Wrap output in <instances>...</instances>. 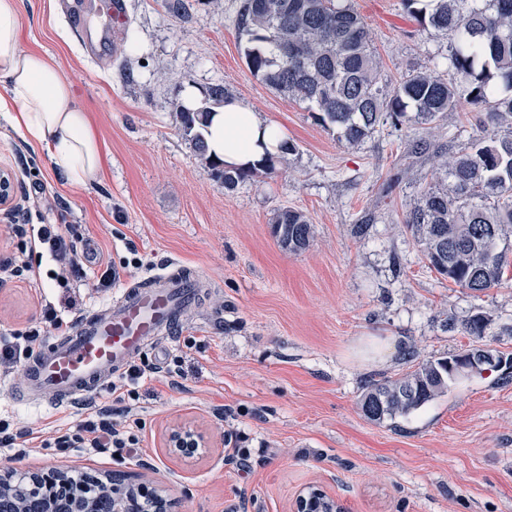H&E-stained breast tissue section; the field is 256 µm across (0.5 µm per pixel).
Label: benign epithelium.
I'll return each mask as SVG.
<instances>
[{
	"mask_svg": "<svg viewBox=\"0 0 512 512\" xmlns=\"http://www.w3.org/2000/svg\"><path fill=\"white\" fill-rule=\"evenodd\" d=\"M168 447L178 454H184L188 448L205 447V442L198 432L181 428L170 433ZM99 487V495L88 498L68 483L65 472L55 470L49 476L36 479V486L29 489L28 496L17 498L11 479L0 475V500L11 501L14 512H99L104 501L111 503L112 512H140L142 495L147 493L161 498L160 494L143 483L123 482L113 476L99 481ZM317 497L326 499L330 512H341L334 500L319 489L299 495L293 512H313L310 503Z\"/></svg>",
	"mask_w": 512,
	"mask_h": 512,
	"instance_id": "1",
	"label": "benign epithelium"
}]
</instances>
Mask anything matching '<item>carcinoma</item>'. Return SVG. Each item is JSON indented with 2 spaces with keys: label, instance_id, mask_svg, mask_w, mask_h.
<instances>
[{
  "label": "carcinoma",
  "instance_id": "obj_1",
  "mask_svg": "<svg viewBox=\"0 0 512 512\" xmlns=\"http://www.w3.org/2000/svg\"><path fill=\"white\" fill-rule=\"evenodd\" d=\"M423 30L450 37L446 70H413L387 89L366 24L352 0H241L235 27L251 73L271 89L307 104L336 139L355 145L386 124L433 129L466 102L488 112L491 127L450 145L439 168L441 186L425 185L405 223L422 245L428 266L474 292L502 283L512 265V0H402ZM228 94L217 84L202 106L176 105L183 135L224 189L270 173L259 166L226 167L208 154L204 136L211 109ZM272 235L290 253L309 246L312 228L301 211L283 207ZM488 324L477 313L462 323L482 338ZM460 355L428 361L395 380L371 381L361 400L369 420L407 418L457 383Z\"/></svg>",
  "mask_w": 512,
  "mask_h": 512
}]
</instances>
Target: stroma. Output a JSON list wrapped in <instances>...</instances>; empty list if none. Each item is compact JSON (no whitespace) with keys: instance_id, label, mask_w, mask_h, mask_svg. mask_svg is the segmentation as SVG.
Masks as SVG:
<instances>
[{"instance_id":"stroma-1","label":"stroma","mask_w":512,"mask_h":512,"mask_svg":"<svg viewBox=\"0 0 512 512\" xmlns=\"http://www.w3.org/2000/svg\"><path fill=\"white\" fill-rule=\"evenodd\" d=\"M65 2L21 0V47L52 58L72 84L98 129L103 167L87 187H70L45 150L0 119V169L13 183L12 203L0 208V258L15 249L14 224H69L83 239L81 273L68 287L51 279L47 256L37 280L0 287V332L36 325L48 303L65 319L81 318L175 267L197 270L207 291L160 348L137 355L151 367L137 399L101 390L83 406L23 403L8 391L24 371L1 374L0 420L13 428L48 440L103 406L140 426L138 445L119 455L47 447L21 458L0 447V472L17 481L51 468L101 479L132 473L161 488L172 512H291L309 486L344 512H512V384L473 375L393 423H372L360 408L369 381L476 344L512 353V266L500 286L458 287L428 269L403 222L450 138L479 134L484 111L449 113L419 154L389 127L351 146L253 76L234 27L239 0H186L182 20L163 0H123L140 49L121 50L117 35L100 60L84 55ZM354 5L388 84L448 50V37L409 20L401 0ZM215 84L298 147L231 191L175 112L185 88ZM286 206L312 226L309 247L296 254L271 232ZM92 254L117 268L110 287H99ZM476 313L489 320L483 338L447 326ZM174 369L184 374L178 387ZM180 428L198 431L205 447L172 453L166 439ZM231 434L249 448L247 463L229 457Z\"/></svg>"}]
</instances>
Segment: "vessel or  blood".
<instances>
[{
	"label": "vessel or blood",
	"mask_w": 512,
	"mask_h": 512,
	"mask_svg": "<svg viewBox=\"0 0 512 512\" xmlns=\"http://www.w3.org/2000/svg\"><path fill=\"white\" fill-rule=\"evenodd\" d=\"M201 276L189 269L156 273L86 315L28 362L22 401L72 403L105 385L182 323L200 299Z\"/></svg>",
	"instance_id": "b4317fda"
}]
</instances>
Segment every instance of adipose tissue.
I'll return each instance as SVG.
<instances>
[{
	"label": "adipose tissue",
	"mask_w": 512,
	"mask_h": 512,
	"mask_svg": "<svg viewBox=\"0 0 512 512\" xmlns=\"http://www.w3.org/2000/svg\"><path fill=\"white\" fill-rule=\"evenodd\" d=\"M20 0H0V112L27 139L47 149L56 174L76 187L101 171L102 150L91 118L71 84L45 56L20 47ZM209 151L229 166H247L279 152L281 130L239 102L213 112Z\"/></svg>",
	"instance_id": "adipose-tissue-1"
}]
</instances>
